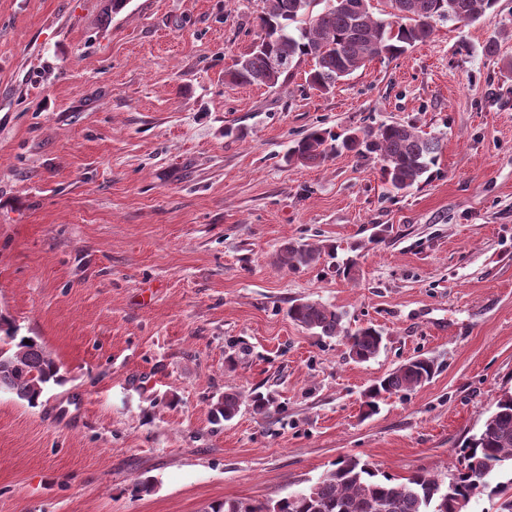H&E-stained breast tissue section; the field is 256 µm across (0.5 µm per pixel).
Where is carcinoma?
Returning <instances> with one entry per match:
<instances>
[{
    "instance_id": "cac0c4a2",
    "label": "carcinoma",
    "mask_w": 512,
    "mask_h": 512,
    "mask_svg": "<svg viewBox=\"0 0 512 512\" xmlns=\"http://www.w3.org/2000/svg\"><path fill=\"white\" fill-rule=\"evenodd\" d=\"M261 0L258 16L261 35L251 52L227 74L231 84L273 88L302 62H310L307 84L327 93L336 83L379 56H397L435 34L440 23L470 24L494 12L496 0ZM322 9H317V6ZM512 38V21L499 25L497 36L484 52L500 57L502 69L512 72V58L500 56L501 42ZM374 157L387 189L405 192L418 184L438 163L442 145L421 134L412 124L383 123L349 130L340 137L317 129L290 148L287 161L319 166L338 152ZM320 259L309 242L284 245L277 262L290 269L308 267ZM288 318L321 337L343 336L350 358L366 362L381 350L383 336L372 326L354 332L343 328V313L333 305L298 300L288 307ZM434 360L410 358L376 380L366 392V414L377 411L385 395L416 389L435 374ZM59 368L35 341L25 343L5 330L0 337V387L31 405L44 389L59 381ZM243 404L241 393L224 392L211 405L214 421H230ZM464 465L443 482L433 474L414 472L400 479L382 474L353 456L333 463L318 481L275 503L251 506L224 500L203 512H468L472 499L486 494L502 499L498 512H512V392L505 391L494 410L462 447Z\"/></svg>"
}]
</instances>
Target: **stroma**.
Segmentation results:
<instances>
[{
  "instance_id": "stroma-1",
  "label": "stroma",
  "mask_w": 512,
  "mask_h": 512,
  "mask_svg": "<svg viewBox=\"0 0 512 512\" xmlns=\"http://www.w3.org/2000/svg\"><path fill=\"white\" fill-rule=\"evenodd\" d=\"M259 5L0 0V317L63 376L33 406L0 392V512L273 503L341 455L445 479L512 390V73L483 52L512 0L326 95L305 62L274 88L226 82ZM391 122L442 144L408 193L371 158H285L311 129ZM294 241L319 263L280 267ZM297 300L383 348L349 359L289 319ZM419 355L432 380L364 416ZM228 389L275 402L213 423ZM435 372V362L428 357L408 359L368 388L364 401V406L367 408L366 414H374L377 411L378 401L383 395L398 394L421 387L434 376Z\"/></svg>"
}]
</instances>
